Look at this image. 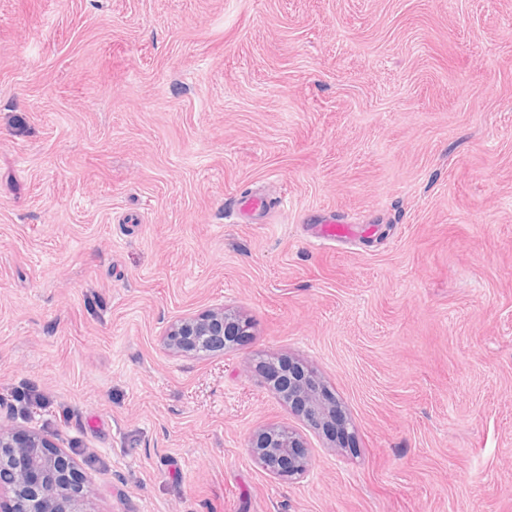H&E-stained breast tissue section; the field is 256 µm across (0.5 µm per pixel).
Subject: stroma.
<instances>
[{
  "instance_id": "stroma-1",
  "label": "stroma",
  "mask_w": 512,
  "mask_h": 512,
  "mask_svg": "<svg viewBox=\"0 0 512 512\" xmlns=\"http://www.w3.org/2000/svg\"><path fill=\"white\" fill-rule=\"evenodd\" d=\"M222 305L247 336L164 348ZM0 421L88 512H512V0H0ZM358 233L359 227L356 224H336L334 219H327L319 224V235L323 239L351 238ZM273 381L288 396L289 405L306 421L312 420L315 429L329 434V429L336 427V406L325 398L321 381L312 371L283 364L274 373ZM250 451L262 468L282 480L302 477L309 465L307 448L291 432L261 430L255 435Z\"/></svg>"
}]
</instances>
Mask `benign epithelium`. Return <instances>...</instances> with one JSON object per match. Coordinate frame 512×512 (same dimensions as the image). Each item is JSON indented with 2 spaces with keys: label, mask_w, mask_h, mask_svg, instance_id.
<instances>
[{
  "label": "benign epithelium",
  "mask_w": 512,
  "mask_h": 512,
  "mask_svg": "<svg viewBox=\"0 0 512 512\" xmlns=\"http://www.w3.org/2000/svg\"><path fill=\"white\" fill-rule=\"evenodd\" d=\"M248 324L234 312L217 308L184 317L172 324L166 342L181 353L213 345L224 350L231 336H243ZM273 381L288 396V403L314 427L325 433L336 426V406L323 393L320 379L311 371L285 364ZM250 451L262 468L282 480L302 477L309 465L307 448L291 432L259 431ZM0 512H87L92 488L81 479L65 453L48 436L15 430L0 423Z\"/></svg>",
  "instance_id": "1"
}]
</instances>
